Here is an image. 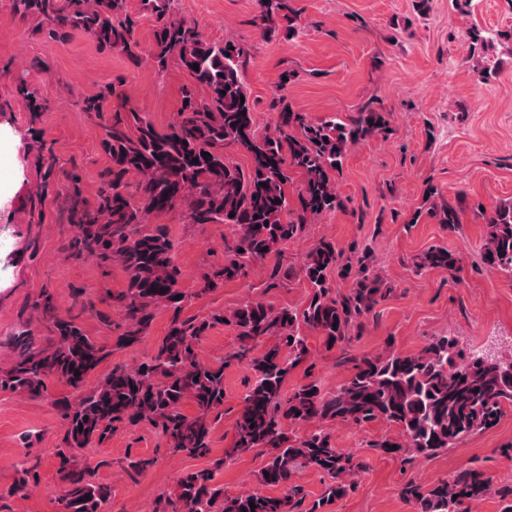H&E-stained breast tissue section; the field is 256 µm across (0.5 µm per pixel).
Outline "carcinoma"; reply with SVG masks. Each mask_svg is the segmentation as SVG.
<instances>
[{"mask_svg":"<svg viewBox=\"0 0 512 512\" xmlns=\"http://www.w3.org/2000/svg\"><path fill=\"white\" fill-rule=\"evenodd\" d=\"M12 3L15 15L40 19L52 36L78 30L100 47L121 52L132 63L139 61L133 21L118 19L126 11V0ZM170 4L144 0L156 16L154 59L161 71L177 64L194 86L183 90L181 107L165 130L157 129L144 112L114 117L101 140L111 166L102 174L95 205L77 217L78 233L70 241L74 255L87 254L103 265L117 263L127 273V288L116 296L123 331L108 345L87 335L72 317L54 314L52 343L0 370V389L29 398L43 396L51 379L78 391L76 398L59 403L65 447L57 453L63 485L58 512H108L111 489L86 479L76 453L93 441L103 442L118 424L147 421L160 427L174 454L200 456L210 451L213 415L224 405L225 362L200 361L195 344L215 324L226 321L237 328L239 350L234 358L247 360L250 377L225 457L259 450L265 458L259 483L287 492L275 496L254 489L227 495L215 484L212 470L200 469L181 475L176 498L165 499L156 512H322L352 491L353 478L364 468L363 461L336 447L324 432L322 424L329 421L360 425L381 420L396 426L402 441L384 439L375 447L406 462L436 457L497 426L505 408L512 407V353L485 359L475 348L460 347L452 336H436L412 353L388 344L375 354L350 356V373L331 394L314 381L282 394L289 374L309 353L305 332L317 333L329 347H348L351 332L362 329L363 319L390 293L370 273L368 255L352 251L347 256L333 238L320 239L299 271L275 266L269 274L270 288L296 273L308 283L311 293L302 311L254 300L229 316L215 312L202 319L181 317L188 293L180 287L181 272L164 227L143 229L150 216L179 209L193 224L236 228L232 241L224 242V267L204 274L197 283L196 294L210 292L218 282L237 278L252 262L298 238L305 225L341 208L337 176L347 149L383 134L389 120L387 113L367 105L348 119L311 121L277 94L276 133L259 134L242 81L248 49L230 39L203 40L196 27L171 16ZM296 20L293 0H256L255 25L262 35L274 34L278 22L293 32ZM467 40L470 56L477 57L475 73L486 82L499 66L487 57L493 39L472 27ZM197 86L206 96L197 97ZM18 93L33 115L45 110L36 90L21 86ZM107 98L102 93L85 98L83 111H107ZM228 147L251 159L248 170L229 161ZM291 168L303 176L293 196L287 191ZM131 173L139 177L134 194L127 191L126 176ZM485 220L484 263L512 278V201L493 206ZM439 223L455 230L461 224L460 212L453 206L441 209ZM458 264L448 248L432 246L418 257L417 266L452 273ZM332 273L354 278L348 293L333 292ZM160 310L171 317L148 359L135 369L115 365L87 387L88 378L113 351L144 339ZM186 400L195 407L190 416L182 411ZM287 424H309L315 430L298 438L288 434ZM300 466L328 478L308 508L302 489L292 482ZM30 472L27 463H19L20 477L10 494L25 497ZM401 495L416 512H472L473 504L491 496L499 498L501 512H512V486L495 485L486 471L474 466L429 487L409 480Z\"/></svg>","mask_w":512,"mask_h":512,"instance_id":"obj_1","label":"carcinoma"}]
</instances>
